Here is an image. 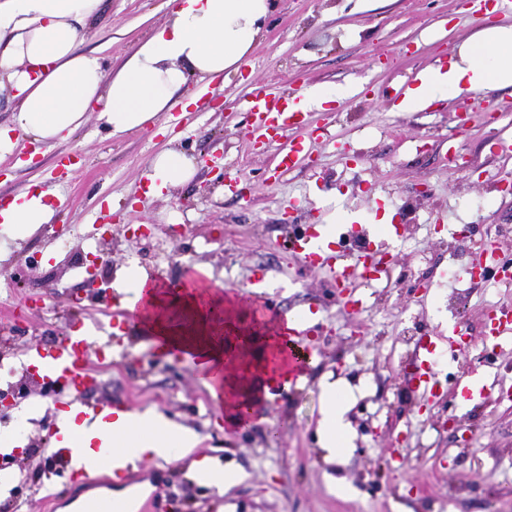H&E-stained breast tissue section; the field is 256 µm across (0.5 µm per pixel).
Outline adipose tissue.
Wrapping results in <instances>:
<instances>
[{
	"mask_svg": "<svg viewBox=\"0 0 512 512\" xmlns=\"http://www.w3.org/2000/svg\"><path fill=\"white\" fill-rule=\"evenodd\" d=\"M102 0H0V76L15 89L17 127L39 142L68 139L87 113H98L110 136L152 125L159 113L189 109L197 98L188 89L238 71L263 34L274 0H169L170 18L144 40L118 71L108 70L99 52L85 51L82 33ZM512 86V25L483 27L446 65L419 75L400 112H418L468 92ZM197 172L192 158L175 150L158 154L148 173V192L161 194ZM56 213L46 191H26L0 209V229L23 238L51 223ZM120 307L153 334L161 352L179 351L206 376L217 401L229 391L220 369L224 346L211 339L193 291L170 297L138 265L119 283ZM320 427L332 456L350 445L345 415L350 393L333 383L321 388ZM107 434L121 456L169 460L197 442L194 431L156 412L120 413Z\"/></svg>",
	"mask_w": 512,
	"mask_h": 512,
	"instance_id": "obj_1",
	"label": "adipose tissue"
}]
</instances>
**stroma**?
Here are the masks:
<instances>
[{
	"label": "stroma",
	"instance_id": "1",
	"mask_svg": "<svg viewBox=\"0 0 512 512\" xmlns=\"http://www.w3.org/2000/svg\"><path fill=\"white\" fill-rule=\"evenodd\" d=\"M167 0H103L83 30V47L102 50L119 69L139 41L166 23ZM484 25L460 0H277L263 37L244 64L212 83L183 122L162 112L149 129L110 137L97 113L73 136L54 143L20 137L0 155V203L37 185L60 206L51 223L24 240L0 234V329L21 344L51 349L71 322L93 325L111 338V374L98 397L129 409L155 410L194 430L199 440L183 457L158 460L166 474L169 512H419L424 499L435 512H512V401L496 392L512 386V347L481 360L488 305H511L512 287L496 280H449L448 267L470 268L479 247L494 243L512 258V157L496 155L493 139L512 135V86L465 95L425 111H395V93L411 75L447 60ZM284 92L351 86L352 93L324 108H309L300 129L254 144L240 102L263 85ZM475 114L459 126L463 108ZM310 152L287 171L273 160L292 141ZM178 148L201 160L190 181L146 195L156 155ZM465 157V170L448 168V150ZM237 193L224 190V177ZM339 210L364 219L391 211L393 226L371 235L384 241L391 282L356 288V309L344 307L336 281L310 268L294 243L299 224L323 223ZM117 227L147 225L150 236L105 248L104 216ZM187 225L179 241L166 229ZM111 250L101 289L88 286L87 255ZM164 280L184 279L207 267L225 291L247 290L254 279L278 314L313 312L302 343L316 350L300 381L255 411L251 424L221 430L220 404L189 361L158 358L146 331L132 321L112 328L119 311L104 298L129 263ZM81 295L80 303L69 300ZM418 318L421 335L445 340L449 327L467 336L456 360L438 368L440 394L424 399L416 388L417 343L403 333ZM491 389L487 398L461 403L448 379L456 363ZM343 385L352 395L346 419L352 446L340 462L328 460L319 429L321 387ZM39 426L23 442L36 454L22 458L11 476L22 488L0 497L8 512H43L64 496L54 477L34 491L50 453ZM241 473L226 491L193 478L194 463Z\"/></svg>",
	"mask_w": 512,
	"mask_h": 512
}]
</instances>
